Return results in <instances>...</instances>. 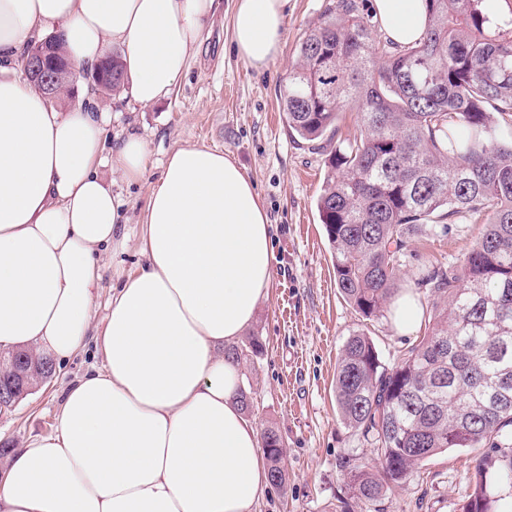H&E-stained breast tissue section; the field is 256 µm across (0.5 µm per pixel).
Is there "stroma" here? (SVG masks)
I'll return each mask as SVG.
<instances>
[{"label": "stroma", "mask_w": 512, "mask_h": 512, "mask_svg": "<svg viewBox=\"0 0 512 512\" xmlns=\"http://www.w3.org/2000/svg\"><path fill=\"white\" fill-rule=\"evenodd\" d=\"M331 2L289 0L282 52L258 70L232 48L235 0H218L212 25L168 98L148 107L130 104L119 93L100 100L112 114L113 139L136 132L147 142L149 155L143 183L113 184L127 203L128 221L119 225L109 249L99 303H106L113 289L144 264L138 251V218L167 156L177 148L196 144L224 151L254 183L268 214L273 280L250 327L264 350L244 359L241 369L252 392V422L260 429L275 427L284 441L288 482L271 489L258 512H336L337 499L345 493L337 457L370 454L336 408L333 380L340 350L349 336L363 332L391 367L428 328L424 318L407 334L395 332L386 317L364 320L336 287L316 201L327 175L328 153L360 133L355 112L342 114L333 139L305 142L291 134L280 108L279 93L296 59L295 47ZM486 220V215H476L430 239L409 241L407 277L458 262ZM99 362L95 348L87 347L56 368L14 410L0 413V446L15 448L53 432L65 388ZM475 455L471 448L451 449L429 458L402 489L379 503L380 512H460Z\"/></svg>", "instance_id": "obj_1"}]
</instances>
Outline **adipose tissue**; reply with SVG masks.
<instances>
[{"label":"adipose tissue","instance_id":"1","mask_svg":"<svg viewBox=\"0 0 512 512\" xmlns=\"http://www.w3.org/2000/svg\"><path fill=\"white\" fill-rule=\"evenodd\" d=\"M288 0H235L233 45L260 69L281 51ZM216 0H0V348L68 362L103 356L63 393L55 432L0 469V512H257L270 480L225 349L272 282L270 223L252 181L222 151L174 150L151 185L146 262L92 332L124 201L107 173L141 182L148 146L108 148L98 102L68 112L22 73L27 47L59 40L75 72L122 49L123 95L146 107L186 73ZM385 36L422 38L425 0H373Z\"/></svg>","mask_w":512,"mask_h":512}]
</instances>
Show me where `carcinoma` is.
Returning a JSON list of instances; mask_svg holds the SVG:
<instances>
[{"mask_svg": "<svg viewBox=\"0 0 512 512\" xmlns=\"http://www.w3.org/2000/svg\"><path fill=\"white\" fill-rule=\"evenodd\" d=\"M505 25L491 28L499 3ZM424 37L399 49L374 38L358 0H336L301 39L280 102L292 133L314 141L357 112L360 135L336 145L316 208L336 285L378 320L407 289V240L489 212L458 265L416 283L432 327L396 365L365 333L350 336L334 392L343 424L372 448L336 466L350 498L370 505L449 448H482L462 512H502L512 498V0H426ZM37 381L53 362L26 350ZM273 487L288 479L284 442L261 434Z\"/></svg>", "mask_w": 512, "mask_h": 512, "instance_id": "1", "label": "carcinoma"}]
</instances>
